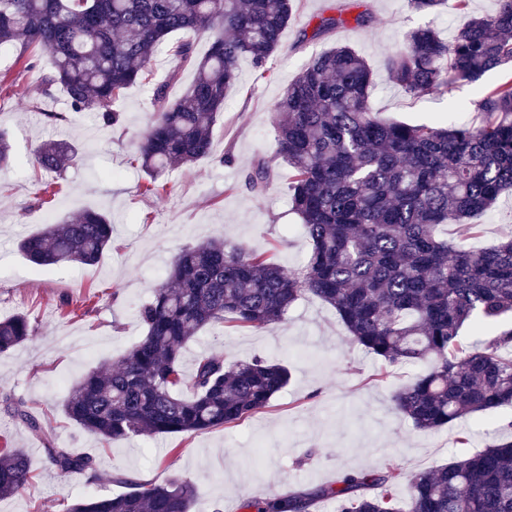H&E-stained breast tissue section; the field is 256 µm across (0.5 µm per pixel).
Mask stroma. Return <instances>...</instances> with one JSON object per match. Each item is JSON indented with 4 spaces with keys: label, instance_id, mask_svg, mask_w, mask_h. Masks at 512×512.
I'll use <instances>...</instances> for the list:
<instances>
[{
    "label": "stroma",
    "instance_id": "35a3bbf8",
    "mask_svg": "<svg viewBox=\"0 0 512 512\" xmlns=\"http://www.w3.org/2000/svg\"><path fill=\"white\" fill-rule=\"evenodd\" d=\"M341 0H297L295 25L283 34L269 61L271 78L257 79L241 62L228 89L224 112L213 131L211 158L165 176L167 192L143 196L144 174L134 164L138 140L154 108L152 89L134 86L118 103L121 122L104 126L94 113L74 114L62 91L45 94L40 74L48 54L30 49L0 59L8 76L0 84V128L10 135L13 163L0 171V319L27 315L35 339L0 356V395L22 398L59 441L93 456L94 477L65 475L45 462L41 445L0 409V447L23 449L33 478L22 492L0 498V512H67L74 501L121 494L118 473L135 471L144 482L166 484L175 477L196 489L193 512H247L246 502H263L306 483L329 484L344 471H389L397 481L450 459L479 452L512 436V409L468 415L435 432L417 430L393 409V396L430 364L384 365L351 343L334 309L309 296L299 300L282 323L255 332L232 323L206 327L183 350L192 370L201 351L217 349L227 362L262 356L284 363L288 386L271 407L236 426L161 439L137 438L104 444L65 418L62 403L86 372L103 362L118 363L145 334L137 308L150 300L177 252L222 236L245 249L272 255L275 262L300 268L310 246L290 204L287 165H280L271 188L256 195L243 177L252 162L276 150V101L314 55L343 43L359 51L374 71L373 107L406 123L443 125L477 122L468 104L478 90L500 80L487 72L478 85L456 84L441 95H411L393 85L383 60L403 34L432 26L449 34L471 17L491 14L496 0H471L467 12L438 14L410 10L406 0H362L373 15L370 27L350 23L320 39L302 40L309 19L330 16ZM64 121L48 125L46 113ZM75 144L77 162L56 173L40 169L35 147L47 138ZM58 183L61 191L40 202L38 184ZM95 209L112 217V246L94 266L72 263L33 272L17 241L41 225ZM479 231L467 247L484 249L512 232V195L474 216ZM471 441L460 445L461 432Z\"/></svg>",
    "mask_w": 512,
    "mask_h": 512
}]
</instances>
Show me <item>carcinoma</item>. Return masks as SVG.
<instances>
[{"instance_id":"cac0c4a2","label":"carcinoma","mask_w":512,"mask_h":512,"mask_svg":"<svg viewBox=\"0 0 512 512\" xmlns=\"http://www.w3.org/2000/svg\"><path fill=\"white\" fill-rule=\"evenodd\" d=\"M436 13L447 0H408ZM296 19L295 0H0V48L39 47L52 59L41 84L61 89L72 111L120 122L115 105L136 84L153 85L152 121L137 162L144 192L160 195L166 173L212 155L213 128L242 60L258 78ZM355 22L368 11L320 17L302 36ZM180 32L208 33L200 57L193 42L169 46L175 65L153 82L158 49ZM512 63V0L472 18L450 38L432 27L405 32L385 57L389 80L413 95L442 94L477 83ZM195 77L178 97L180 71ZM374 72L347 45L313 56L276 102L277 149L254 161L244 179L252 193L273 183L277 160L292 168L293 211L311 250L298 270L223 239L186 246L137 314L145 335L116 366L85 373L63 402L67 419L107 444L138 436L193 434L236 424L271 406L291 378L279 362L255 356L228 364L211 349L192 372L183 348L202 329L224 321L261 331L285 319L306 295L329 304L351 341L389 365L428 361L431 370L393 397L395 409L421 431H435L471 413L512 407V237L474 251L445 236L512 191V72L470 103L476 125L408 124L388 119L370 102ZM76 146L42 144L36 164L60 171L77 160ZM112 241V220L88 209L46 224L19 248L37 272L69 263L97 264ZM489 329L467 342L462 330ZM24 315L0 321V355L33 339ZM0 403L37 438L47 465L62 474L93 473L95 459L57 442L10 394ZM32 475L19 449L0 451V498L23 490ZM407 512H512V439L413 475L403 487ZM400 485L381 472H347L263 503L256 512H308L332 501L336 512H401ZM196 490L182 478L135 484L117 495L75 501L68 512H191Z\"/></svg>"}]
</instances>
